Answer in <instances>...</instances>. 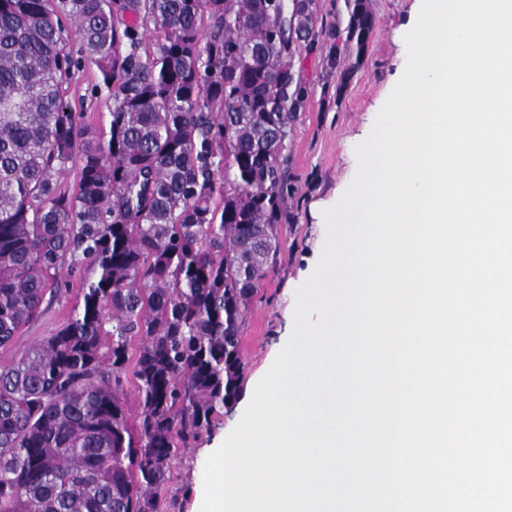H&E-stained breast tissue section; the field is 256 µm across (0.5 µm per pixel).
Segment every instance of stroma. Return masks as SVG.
Listing matches in <instances>:
<instances>
[{
  "label": "stroma",
  "instance_id": "obj_1",
  "mask_svg": "<svg viewBox=\"0 0 512 512\" xmlns=\"http://www.w3.org/2000/svg\"><path fill=\"white\" fill-rule=\"evenodd\" d=\"M373 34L347 85L329 55L330 36L346 17L344 0H316L317 25L323 28L316 50L302 51L294 67L312 90L290 133L287 174L294 192L286 199L290 222L279 225V252L260 283L241 330L244 359L242 394L217 415L210 433L195 447L180 449L170 465L168 505L161 512H197L203 471L211 449L219 447L240 421L259 381L292 334L296 291L314 273L325 243L323 217L355 180L360 163L357 149L372 132L378 113L400 79L407 57L405 34L410 30L417 0H372ZM93 63L75 72L67 99L85 123L105 129L112 100L97 90ZM80 299L79 286L48 305L41 317L0 350V365H9L66 321Z\"/></svg>",
  "mask_w": 512,
  "mask_h": 512
}]
</instances>
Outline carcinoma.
I'll list each match as a JSON object with an SVG mask.
<instances>
[{"mask_svg":"<svg viewBox=\"0 0 512 512\" xmlns=\"http://www.w3.org/2000/svg\"><path fill=\"white\" fill-rule=\"evenodd\" d=\"M313 2L0 0V349L82 285L0 367V512H160L174 455L239 399L240 331L293 192ZM345 4L342 87L375 26L371 0ZM86 61L112 97L102 133L64 100ZM79 300V281H74L65 294L48 305L41 317L15 338L9 349L0 350V365H9L44 338L51 336L66 321Z\"/></svg>","mask_w":512,"mask_h":512,"instance_id":"obj_1","label":"carcinoma"}]
</instances>
